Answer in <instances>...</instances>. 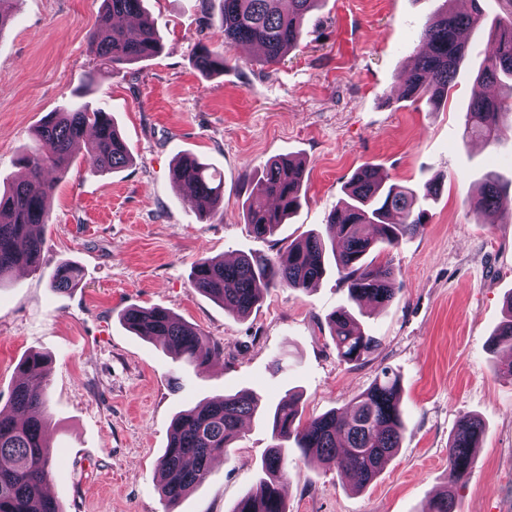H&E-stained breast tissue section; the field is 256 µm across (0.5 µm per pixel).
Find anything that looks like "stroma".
<instances>
[{
	"mask_svg": "<svg viewBox=\"0 0 512 512\" xmlns=\"http://www.w3.org/2000/svg\"><path fill=\"white\" fill-rule=\"evenodd\" d=\"M441 0H321L296 48L265 64L255 48H224V73L195 68L199 45L213 42L204 14L218 0H145L161 40L155 57L112 68L88 50L103 0H18L0 32V189L21 178L19 154L35 148L48 113L76 96L111 112L130 163L91 172L75 149L55 183L40 228L37 268L0 288V409L10 407L18 367L30 353L52 360L47 436L54 458L48 490L61 512H232L259 482L272 443L269 411L286 392L302 396V417L350 407L381 368L401 380L405 438L364 489L344 473L299 453L288 459L287 512H422L442 492L457 512H512V380L490 342L512 293V113L493 143L463 139L471 86L490 49L492 26L512 20V0H480L485 30L469 42L455 87L439 110L400 95L424 22ZM224 179V203L199 219L171 179L182 154ZM302 163L305 198L275 236L255 237L242 217L265 163ZM391 181L424 190L423 229L380 254L395 270L396 296L360 303L359 319L379 347L359 363L339 359L328 315L347 288L328 272L306 291L274 288L244 318L194 288L203 258L276 256L328 214L364 164ZM509 198L493 214L472 211L487 173ZM82 269L77 288L49 278L61 263ZM163 307L220 347L197 369L162 342L136 335L125 310ZM251 390L261 398L228 455L176 503L160 489L158 460L177 413ZM485 421L466 481L452 485L448 443L463 416Z\"/></svg>",
	"mask_w": 512,
	"mask_h": 512,
	"instance_id": "35a3bbf8",
	"label": "stroma"
}]
</instances>
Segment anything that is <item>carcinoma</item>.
<instances>
[{
  "label": "carcinoma",
  "instance_id": "1",
  "mask_svg": "<svg viewBox=\"0 0 512 512\" xmlns=\"http://www.w3.org/2000/svg\"><path fill=\"white\" fill-rule=\"evenodd\" d=\"M100 25L89 35L88 48L103 65H123L147 60L160 51L154 26L143 17V0H103ZM217 33L226 45L257 46L267 64H277L300 40L305 16L319 0H219ZM480 0L460 13L452 0L429 17L416 46L414 65L403 79V97L424 98L438 109L455 85L467 45L463 34L482 30ZM195 65L203 78L224 72V53L206 44L199 46ZM512 81V22L498 28L492 51L476 77L466 110L464 138L479 136L490 142L501 132L502 102L486 94L487 86ZM38 147L22 154L18 163L28 172L0 192V284L20 267L39 265L43 240L35 227L49 221V200L54 183L43 177L49 168L63 172L72 160V147L88 140L86 162L91 171L109 172L130 161L127 145L112 116L82 102L47 115L37 128ZM172 181L188 189L198 204L200 218L218 211L224 185L191 155L181 156L172 168ZM304 169L287 158L269 161L253 182L247 198L246 224L259 238L273 236L302 204ZM417 192L394 183L374 165L359 168L346 187V199L327 217L332 235L309 234L288 245L284 255L270 258L246 255L231 263L206 258L193 268L195 288L239 317L252 309L272 288L305 291L327 272L334 260L336 273L352 303L364 299L380 307L395 298V274L389 263L369 259L375 250L397 246L420 231L426 212L415 210ZM504 190L489 173L479 196L471 200L478 213L500 208ZM81 271L63 263L54 271L50 287L56 291L75 288ZM124 324L135 334L162 338L168 349L200 369L219 355L218 347L200 330L187 325L172 312L154 307L129 308ZM337 356L352 363L373 354L375 337L366 333L349 306L328 316ZM495 345L507 353L498 375L512 379V296L508 315L495 330ZM24 377L12 391L11 408L0 410V512H60L44 487L54 459L46 433L45 386L51 361L29 354L19 365ZM258 398L241 390L222 399L184 410L172 422L170 439L159 459L161 492L175 503L207 476L213 457L227 453L240 438V427L254 417ZM404 422L400 377L383 369L366 390L352 399L347 412L331 410L301 423L299 398L286 394L275 406L272 436L276 441L262 461L263 477L242 497L232 512H286L281 494L288 467V447L304 458L312 452L328 466L349 473L364 488L383 465L402 447ZM483 436V422L464 417L456 425L448 445V482L458 484L471 473ZM453 496L430 499L423 512H456Z\"/></svg>",
  "mask_w": 512,
  "mask_h": 512
}]
</instances>
